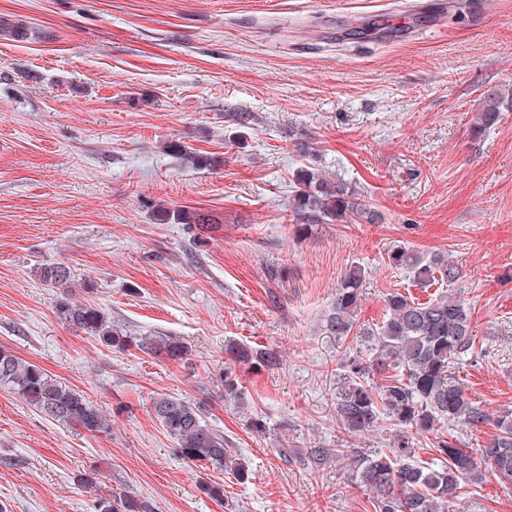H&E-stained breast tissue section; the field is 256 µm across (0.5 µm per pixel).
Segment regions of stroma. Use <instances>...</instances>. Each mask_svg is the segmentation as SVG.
<instances>
[{"label":"stroma","instance_id":"stroma-1","mask_svg":"<svg viewBox=\"0 0 512 512\" xmlns=\"http://www.w3.org/2000/svg\"><path fill=\"white\" fill-rule=\"evenodd\" d=\"M6 16L25 34L0 35V348L83 393L112 429L62 425L0 386V512H95L126 493L154 512H374L343 467L275 454L389 446L390 428L354 438L336 423L357 344L322 319L354 265L361 327L381 324L391 293L459 292L475 358L454 360L452 378L489 413L512 411V111L472 132L484 94L512 90V0L448 16L441 0H0ZM233 112L254 117L245 139ZM298 130L377 223L299 224ZM171 139L222 162L186 166ZM160 205L213 221L162 224ZM396 246L445 254L460 280L414 286L388 261ZM44 262L71 266L73 300L133 346L61 322L59 290L33 272ZM154 335L187 360L138 347ZM229 340L280 359L238 366L244 414L211 381ZM164 394L208 402L249 481L174 454L152 410ZM90 470L96 484L81 485ZM211 480L224 501L200 491ZM461 512H512V481L467 486ZM138 346L150 350L154 355L161 356L163 359L180 363L188 356V348L172 337H148L141 339Z\"/></svg>","mask_w":512,"mask_h":512}]
</instances>
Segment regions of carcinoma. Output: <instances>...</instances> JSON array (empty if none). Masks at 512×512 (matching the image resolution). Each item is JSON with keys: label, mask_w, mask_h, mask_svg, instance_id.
Here are the masks:
<instances>
[{"label": "carcinoma", "mask_w": 512, "mask_h": 512, "mask_svg": "<svg viewBox=\"0 0 512 512\" xmlns=\"http://www.w3.org/2000/svg\"><path fill=\"white\" fill-rule=\"evenodd\" d=\"M512 110V93L489 91L484 95L479 134L495 125L501 112ZM313 137L293 134V147L303 157H317ZM168 152L187 158L199 168L218 165L221 159L188 150L180 140L167 142ZM298 190L292 209L302 225L346 223L355 208L354 191L347 184L332 182L318 169L306 166L296 177ZM158 220L200 226L211 223L210 215L198 209H162ZM392 266L408 269L416 285L427 288L440 277L452 283L459 277L457 267L442 255L423 257L406 249L389 251ZM36 274L53 288H69L71 267L62 262L42 263ZM364 273L355 266L345 272L336 288L328 312L323 315L324 332L346 338L357 330L356 312ZM57 317L71 328L97 338L107 347L124 350L130 337L115 328L107 314L89 302H74L61 295ZM369 354H351L342 365L344 374L336 393V422L352 436H364L380 427L384 419L394 426L389 452L368 448H328L312 442L297 459L307 468L322 471L343 465L357 485L369 493L375 512H457L464 485L483 482L486 471L512 481V413L496 417L471 401L464 390L450 381L449 362L453 356L472 353V331L460 296L442 294L416 302L394 293L380 326L360 332ZM139 346L165 360L180 363L188 348L172 337H148ZM225 353L231 364L224 365L212 383L224 390V401L244 405V393L235 373L236 365L272 368L279 364L275 352L233 341ZM380 376L374 383L371 377ZM0 385L6 386L27 404L50 419L89 434L112 429L111 416L97 408L82 393L50 378L39 366L0 348ZM153 412L176 444L177 455L186 463L207 468L220 467L246 481L251 472L246 460L228 447L224 434L206 421L207 404L161 395L152 401ZM445 422L470 427L490 424L494 432L474 453L454 438H437V456L419 458L418 436L439 433ZM97 512H153L144 498L126 494L116 502L99 501Z\"/></svg>", "instance_id": "obj_1"}]
</instances>
